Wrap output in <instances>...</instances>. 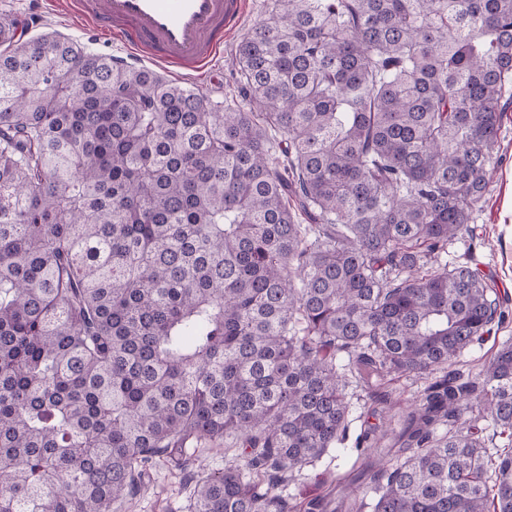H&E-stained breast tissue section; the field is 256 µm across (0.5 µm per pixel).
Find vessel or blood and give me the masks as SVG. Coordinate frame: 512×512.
Segmentation results:
<instances>
[{
    "label": "vessel or blood",
    "instance_id": "obj_1",
    "mask_svg": "<svg viewBox=\"0 0 512 512\" xmlns=\"http://www.w3.org/2000/svg\"><path fill=\"white\" fill-rule=\"evenodd\" d=\"M71 10L134 53L180 75H204L240 26L246 0H70Z\"/></svg>",
    "mask_w": 512,
    "mask_h": 512
}]
</instances>
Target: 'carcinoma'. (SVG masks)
<instances>
[{
    "instance_id": "carcinoma-1",
    "label": "carcinoma",
    "mask_w": 512,
    "mask_h": 512,
    "mask_svg": "<svg viewBox=\"0 0 512 512\" xmlns=\"http://www.w3.org/2000/svg\"><path fill=\"white\" fill-rule=\"evenodd\" d=\"M0 24V512H122L159 456L234 448L191 512H288L352 375L452 365L495 291L441 259L489 188L512 0H271L253 109ZM398 408L321 512H512V341Z\"/></svg>"
}]
</instances>
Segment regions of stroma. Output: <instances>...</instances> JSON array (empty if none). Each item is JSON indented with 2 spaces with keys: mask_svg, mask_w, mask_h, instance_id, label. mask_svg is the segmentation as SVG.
Instances as JSON below:
<instances>
[{
  "mask_svg": "<svg viewBox=\"0 0 512 512\" xmlns=\"http://www.w3.org/2000/svg\"><path fill=\"white\" fill-rule=\"evenodd\" d=\"M268 0H249L241 26L224 42V50L211 72L202 76H181V83L195 87L214 101L243 104L244 97L234 62L236 44L266 16ZM20 21L19 35L36 38L47 32L77 41L88 50L106 54L141 67L145 61L131 55L122 42L93 30L72 12L66 0H0V20ZM503 119L498 160L487 194L473 213L468 231L449 241L448 261L477 268L495 288L504 320L494 322L489 334L476 342L456 364L462 380H469L499 344L512 338V97L501 102ZM346 391L351 403L344 452L324 456L314 465L293 473L278 486L290 512H307L311 501H325L336 494V476L351 468L358 456L354 449L358 435L383 424L379 405L356 382ZM235 455L234 449L193 448L181 465L163 458L143 478L140 493L128 498L124 512H189L190 496L197 475L221 471Z\"/></svg>",
  "mask_w": 512,
  "mask_h": 512,
  "instance_id": "1",
  "label": "stroma"
}]
</instances>
